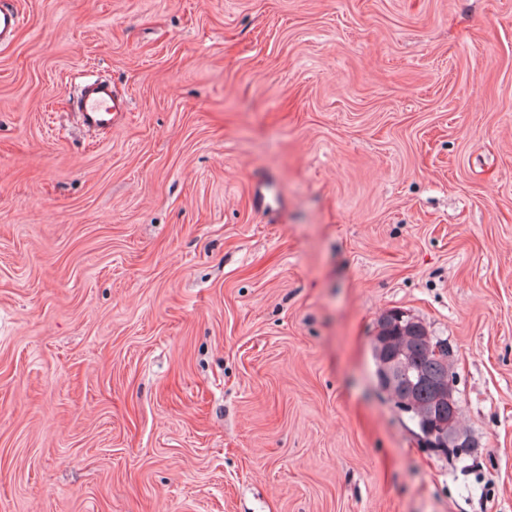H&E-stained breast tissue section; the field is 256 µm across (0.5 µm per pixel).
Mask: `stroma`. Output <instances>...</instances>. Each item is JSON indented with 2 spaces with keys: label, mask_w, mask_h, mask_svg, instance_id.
I'll list each match as a JSON object with an SVG mask.
<instances>
[{
  "label": "stroma",
  "mask_w": 512,
  "mask_h": 512,
  "mask_svg": "<svg viewBox=\"0 0 512 512\" xmlns=\"http://www.w3.org/2000/svg\"><path fill=\"white\" fill-rule=\"evenodd\" d=\"M16 3L0 512H512V0ZM390 311L466 455L378 388ZM74 110L87 130H111L129 112L128 99L110 82L89 80L82 86Z\"/></svg>",
  "instance_id": "stroma-1"
}]
</instances>
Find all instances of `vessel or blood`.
I'll return each instance as SVG.
<instances>
[{"instance_id":"obj_1","label":"vessel or blood","mask_w":512,"mask_h":512,"mask_svg":"<svg viewBox=\"0 0 512 512\" xmlns=\"http://www.w3.org/2000/svg\"><path fill=\"white\" fill-rule=\"evenodd\" d=\"M21 17L15 0H0V44L10 43L20 27ZM83 126L90 131L111 129L118 124L128 110V99L107 81L85 82L75 101Z\"/></svg>"}]
</instances>
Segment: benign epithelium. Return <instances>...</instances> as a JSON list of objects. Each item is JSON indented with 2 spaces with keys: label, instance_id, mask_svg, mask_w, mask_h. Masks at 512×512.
<instances>
[{
  "label": "benign epithelium",
  "instance_id": "7a95c632",
  "mask_svg": "<svg viewBox=\"0 0 512 512\" xmlns=\"http://www.w3.org/2000/svg\"><path fill=\"white\" fill-rule=\"evenodd\" d=\"M391 324L397 326L393 336L384 330L377 331L372 341L375 357V378L380 388L405 411L415 413L419 418L418 438L425 448L435 451L451 444L470 446V441L457 428V410L454 406V385L444 378L436 384L437 406L420 411L412 400L413 383H400V370L409 368L408 347L416 339L427 335V329L419 321L403 312L392 314ZM448 411H443V406Z\"/></svg>",
  "mask_w": 512,
  "mask_h": 512
}]
</instances>
